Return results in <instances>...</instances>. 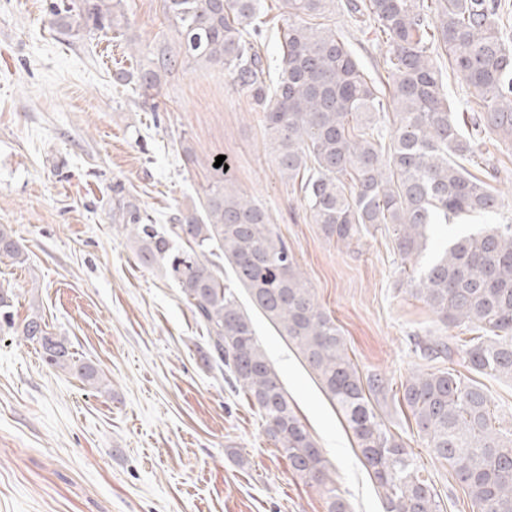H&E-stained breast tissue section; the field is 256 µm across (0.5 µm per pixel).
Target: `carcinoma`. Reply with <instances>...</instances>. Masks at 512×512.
Here are the masks:
<instances>
[{
	"label": "carcinoma",
	"instance_id": "carcinoma-1",
	"mask_svg": "<svg viewBox=\"0 0 512 512\" xmlns=\"http://www.w3.org/2000/svg\"><path fill=\"white\" fill-rule=\"evenodd\" d=\"M122 2H53V25L63 36L121 30L127 26ZM163 2L178 42L158 47L121 78L150 100L161 78L187 60L233 75L262 112L278 171L293 182L304 179L305 204L328 240L349 246L389 224L406 262L429 248L433 226L494 214L502 206L488 184L494 173L487 170L481 178L452 161H474L482 132L512 143V36L504 33L502 0H344L346 12L368 16L387 36V94L323 23L336 0H282V55L273 79L259 44L260 0ZM438 49L469 90V132L448 107L442 68L432 56ZM117 211L124 229L141 239L142 262L166 265L206 328L200 359L224 364L291 468L320 489L327 512L350 507L295 414L250 316L208 254L227 261L251 305L299 349L352 430L386 512H441L431 480L376 412L389 383L378 374L360 375L335 321L273 230L268 210L239 192L230 171L209 163L200 208L180 213L168 230L130 201L118 202ZM174 239L183 246L174 247ZM0 255L19 264L27 260L3 225ZM407 286L442 329L461 328L472 337L452 346L441 337L415 341L425 364L402 384L401 402L428 453L452 468L472 512H512V431L496 425L494 403L475 379L512 380V224L450 240ZM22 336L40 346L48 365L73 371L90 385L99 382L97 369L50 335L40 318L28 320ZM436 361L451 367L441 369Z\"/></svg>",
	"mask_w": 512,
	"mask_h": 512
}]
</instances>
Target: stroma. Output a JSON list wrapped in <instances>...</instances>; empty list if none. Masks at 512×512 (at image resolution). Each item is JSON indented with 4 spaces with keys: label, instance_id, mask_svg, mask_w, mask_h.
Here are the masks:
<instances>
[{
    "label": "stroma",
    "instance_id": "1",
    "mask_svg": "<svg viewBox=\"0 0 512 512\" xmlns=\"http://www.w3.org/2000/svg\"><path fill=\"white\" fill-rule=\"evenodd\" d=\"M49 0H0V225L25 263L0 256L14 326L0 330V512H326L293 472L255 407L221 367L163 263L112 218L129 200L159 224L198 207L207 166L224 156L237 187L268 209L361 375L400 390L419 364L410 339L435 331L399 283L391 233L327 240L299 183L282 178L251 96L223 69L188 61L162 78L156 109L118 81L144 52L174 45L163 0H126L122 33L58 35ZM364 69L386 82L388 46L368 17H331ZM497 214L437 227L430 248L486 224H512V145L488 134ZM297 417L330 463L351 512H384L346 420L297 347L240 295ZM41 317L102 377L93 386L47 365L21 330ZM379 413L431 479L441 512H472L445 461L430 456L410 411Z\"/></svg>",
    "mask_w": 512,
    "mask_h": 512
}]
</instances>
